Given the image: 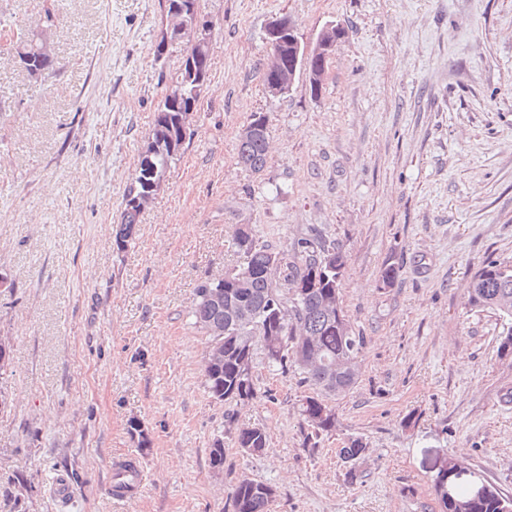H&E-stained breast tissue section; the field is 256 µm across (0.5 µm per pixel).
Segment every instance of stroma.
<instances>
[{"mask_svg":"<svg viewBox=\"0 0 512 512\" xmlns=\"http://www.w3.org/2000/svg\"><path fill=\"white\" fill-rule=\"evenodd\" d=\"M47 7L51 71L0 49V512H234L244 477L273 488L271 512H440L449 460L462 486L512 495V358L498 316L466 304L484 264L512 260V0H201L223 50L121 252L123 196L187 45L156 61L158 0H0V34L36 30ZM282 17L310 45L327 23L346 30L319 95L302 75L278 97L262 84ZM256 112L269 150L254 174L237 145ZM240 224L280 252L319 232L347 255L342 306L365 346L318 447L299 414L308 386L272 374L262 349L254 400L206 390L190 309L239 263ZM245 426L266 431L262 453L237 448ZM351 437L367 450L347 463ZM121 455L149 474L124 503L105 492Z\"/></svg>","mask_w":512,"mask_h":512,"instance_id":"obj_1","label":"stroma"}]
</instances>
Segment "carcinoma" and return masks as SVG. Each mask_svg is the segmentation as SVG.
Masks as SVG:
<instances>
[{"instance_id": "1", "label": "carcinoma", "mask_w": 512, "mask_h": 512, "mask_svg": "<svg viewBox=\"0 0 512 512\" xmlns=\"http://www.w3.org/2000/svg\"><path fill=\"white\" fill-rule=\"evenodd\" d=\"M185 6L181 16L169 17L173 27L192 24L201 18L200 0H171ZM7 49L15 54L22 67L28 62L40 63L42 71L53 68L54 60L40 58L38 42L23 30H14L6 38ZM207 82L194 84L191 74L178 70L172 84L159 103L145 144L155 148L153 157L156 178L165 182L168 169L179 160L186 132L185 119L175 108L177 97L199 101ZM260 126L252 138L238 139V163L252 173L266 165L268 117L252 115ZM157 191L147 190L142 173L136 172L123 201L121 222L115 230L117 251L124 250L137 232L139 216L154 199ZM234 245L241 261L233 267L232 279H206L196 289L191 308L195 327L208 336V353L204 362L205 385L217 402H248L257 395L252 375L255 343L263 347L269 366L283 373L294 367L301 371L310 394L301 400L299 411L310 433L304 441L311 448L336 429V415L330 400L347 392L356 383V363L364 345V336L356 333L344 310L329 313L324 308L328 297L341 294L342 273L346 263L344 252L336 244L299 238L290 253L274 250L256 241L252 232L235 229ZM287 278L291 296L279 294L277 279ZM280 305L270 308L272 296ZM512 297V261H489L471 281L467 304L475 309H491L506 322L498 349L512 346V311L501 310L499 301ZM247 311L251 319L239 323L235 313ZM345 369L336 371V365ZM237 444L244 452L258 454L268 444L266 432L259 427L239 428ZM366 444L350 438L339 449L346 462L365 454ZM478 500L470 492H456L457 499L469 503L468 512H500L501 501L507 499L495 484ZM234 512H270L274 498L271 486L244 477L233 492Z\"/></svg>"}]
</instances>
